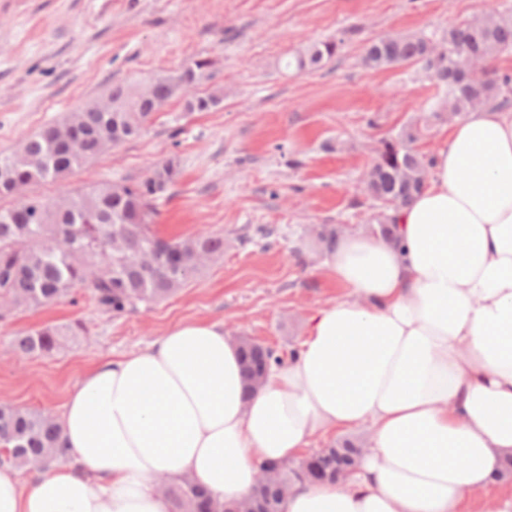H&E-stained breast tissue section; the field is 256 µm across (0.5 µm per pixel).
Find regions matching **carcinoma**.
<instances>
[{
    "instance_id": "obj_1",
    "label": "carcinoma",
    "mask_w": 512,
    "mask_h": 512,
    "mask_svg": "<svg viewBox=\"0 0 512 512\" xmlns=\"http://www.w3.org/2000/svg\"><path fill=\"white\" fill-rule=\"evenodd\" d=\"M344 39L316 42L294 57L298 70L318 69L333 59ZM439 46L436 62L431 49ZM512 53V13L499 12L452 26L441 35L424 33L379 37L366 47L365 62L376 69L419 64L446 95L430 115L383 138L365 175L364 190L372 201L371 222L389 232V211L409 204L426 185L432 159L411 147L429 120H448L494 102L512 105V74L494 69L475 80L461 82L460 60L477 55L489 62ZM211 66L198 60L188 70L154 78L155 101L126 109L135 84L116 82L100 99L81 105L63 120L44 126L10 154L0 153V197L47 180H62L74 168L103 154L102 147L119 132L122 141L140 137L172 99L185 92L183 81L194 84ZM221 99L199 95L186 102L192 112H209ZM181 175L180 159L172 155L155 164L142 180L131 184L92 183L69 196L65 208L30 194L19 205L0 208V312L19 307L43 308L73 297L75 289L90 290L105 312L121 316L138 305L164 300L188 285L206 267L224 257V237L210 234L167 236L155 224L156 201ZM81 327L62 324L34 328L12 341L25 355L49 354L60 341L78 335ZM241 373L248 392L261 384L254 352L264 353L267 365L281 364L295 352L279 354L249 337L237 338ZM359 448L350 439L332 444L317 454L323 479L337 481V473L351 467ZM68 449L50 414L12 405H0V467L22 469L33 462H64ZM305 461L262 463L258 470L280 473L275 512H282L286 491L301 479ZM160 489L172 503V512H240L241 502L218 504L191 478L172 485L162 480Z\"/></svg>"
}]
</instances>
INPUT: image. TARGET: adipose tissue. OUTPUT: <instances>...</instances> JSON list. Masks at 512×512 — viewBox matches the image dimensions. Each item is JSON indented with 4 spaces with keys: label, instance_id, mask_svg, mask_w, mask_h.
Wrapping results in <instances>:
<instances>
[{
    "label": "adipose tissue",
    "instance_id": "obj_1",
    "mask_svg": "<svg viewBox=\"0 0 512 512\" xmlns=\"http://www.w3.org/2000/svg\"><path fill=\"white\" fill-rule=\"evenodd\" d=\"M390 225L337 236L345 297L252 394L220 322L88 368L56 418L71 459L34 465L29 485L1 468L0 512H170L160 477L232 503L259 464L360 428L355 469L295 483L283 512H464L512 456V111L456 123Z\"/></svg>",
    "mask_w": 512,
    "mask_h": 512
}]
</instances>
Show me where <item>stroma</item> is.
<instances>
[{"instance_id": "1", "label": "stroma", "mask_w": 512, "mask_h": 512, "mask_svg": "<svg viewBox=\"0 0 512 512\" xmlns=\"http://www.w3.org/2000/svg\"><path fill=\"white\" fill-rule=\"evenodd\" d=\"M505 10L512 0H0V152L112 82L212 59L197 90L221 95L215 109L172 100L140 138L35 191L134 182L175 154L182 175L158 201L159 230L224 238L223 259L151 307L115 317L80 288L74 301L0 318V403L58 415L88 366L183 321H220L227 336L299 348L312 313L340 294L325 252L311 246L315 231L369 230L370 213L355 202L378 141L444 95L420 66H366L365 44L438 35ZM339 36L322 69L289 67L294 53ZM76 320L86 336L52 355L11 348L29 329Z\"/></svg>"}]
</instances>
